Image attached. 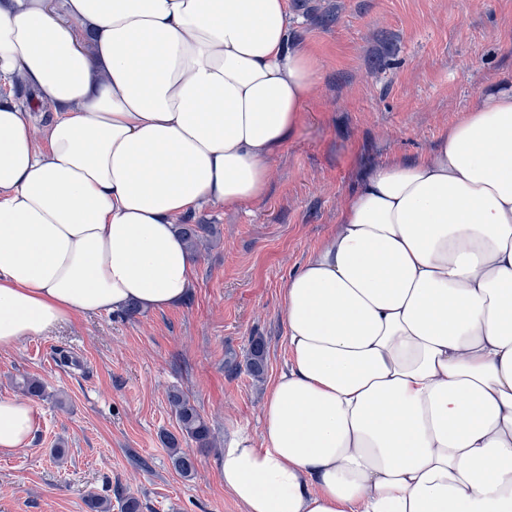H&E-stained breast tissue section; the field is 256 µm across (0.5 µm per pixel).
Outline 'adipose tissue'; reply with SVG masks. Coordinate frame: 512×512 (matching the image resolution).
<instances>
[{
	"label": "adipose tissue",
	"mask_w": 512,
	"mask_h": 512,
	"mask_svg": "<svg viewBox=\"0 0 512 512\" xmlns=\"http://www.w3.org/2000/svg\"><path fill=\"white\" fill-rule=\"evenodd\" d=\"M286 0H0V349L184 301L173 223L261 198L317 60ZM290 365L220 458L244 512H512V90L375 167L284 285ZM0 398V452L30 444ZM12 77L1 79L0 85L2 84L8 87L7 91L9 92L7 95L13 93L21 108L27 112H32L33 116L36 118L37 128L40 129L41 132L44 131L45 125L53 116L51 108L38 103L34 93L26 86V84H23L22 81L16 83L15 78Z\"/></svg>",
	"instance_id": "ef3b65f1"
}]
</instances>
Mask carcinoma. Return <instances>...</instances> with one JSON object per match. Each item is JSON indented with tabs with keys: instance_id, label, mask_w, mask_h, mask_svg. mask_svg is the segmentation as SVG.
<instances>
[{
	"instance_id": "cac0c4a2",
	"label": "carcinoma",
	"mask_w": 512,
	"mask_h": 512,
	"mask_svg": "<svg viewBox=\"0 0 512 512\" xmlns=\"http://www.w3.org/2000/svg\"><path fill=\"white\" fill-rule=\"evenodd\" d=\"M176 229L192 252L198 251L210 242L217 233L214 224H178ZM246 368L256 379L261 378L264 373L265 343L260 336H254L251 339ZM19 387L29 397L37 399L49 397L45 384L38 379L25 378L19 383ZM168 401L178 423L179 435L167 433L164 435V440L170 450L174 469L189 480L196 475V458L194 454L181 447V441H191L199 450L207 451L215 447V436L204 417L183 391L178 389L169 391Z\"/></svg>"
}]
</instances>
